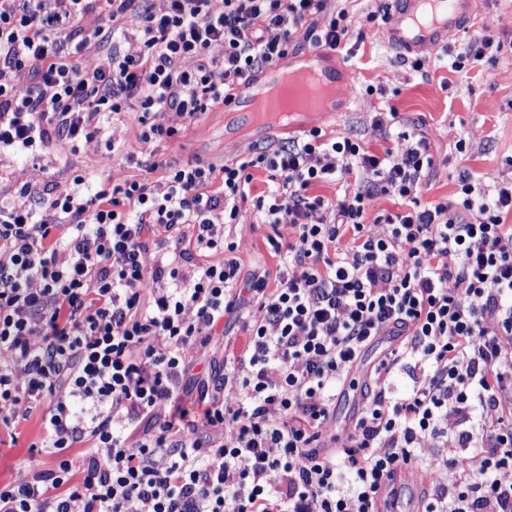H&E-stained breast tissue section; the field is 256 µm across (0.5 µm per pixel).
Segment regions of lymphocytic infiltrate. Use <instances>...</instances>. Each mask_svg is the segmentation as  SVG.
Returning a JSON list of instances; mask_svg holds the SVG:
<instances>
[{
  "mask_svg": "<svg viewBox=\"0 0 512 512\" xmlns=\"http://www.w3.org/2000/svg\"><path fill=\"white\" fill-rule=\"evenodd\" d=\"M325 9L0 0V426L39 416L59 457L17 468L0 512H378L408 462L429 482L422 512H512V179L488 189L463 171L452 203L424 204V140L377 153L318 128L157 180L13 176L18 157L65 167L56 142L102 136L122 152L130 113L143 144L174 141L296 40L344 49L349 12ZM118 37L134 52L111 51ZM345 178L336 199L314 192ZM383 196L401 211L374 212ZM250 211L274 229L277 264L247 274L230 231ZM371 220L388 234L371 235ZM224 318L245 345L219 388L183 406ZM384 336L396 343L365 367L360 411L327 432Z\"/></svg>",
  "mask_w": 512,
  "mask_h": 512,
  "instance_id": "1",
  "label": "lymphocytic infiltrate"
}]
</instances>
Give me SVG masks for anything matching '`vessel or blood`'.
Instances as JSON below:
<instances>
[{
    "label": "vessel or blood",
    "mask_w": 512,
    "mask_h": 512,
    "mask_svg": "<svg viewBox=\"0 0 512 512\" xmlns=\"http://www.w3.org/2000/svg\"><path fill=\"white\" fill-rule=\"evenodd\" d=\"M480 10L481 0H397L381 31L382 38L399 55L416 57L426 48L442 46L449 30L467 27ZM327 57V51L309 49L300 65L330 82L334 73ZM259 89L255 81L236 89L232 101L224 106L226 127H233L238 113L251 111Z\"/></svg>",
    "instance_id": "1"
}]
</instances>
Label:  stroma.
<instances>
[{
  "label": "stroma",
  "mask_w": 512,
  "mask_h": 512,
  "mask_svg": "<svg viewBox=\"0 0 512 512\" xmlns=\"http://www.w3.org/2000/svg\"><path fill=\"white\" fill-rule=\"evenodd\" d=\"M343 6L353 18V33L364 36L350 52L339 55L354 78L344 90L339 112L313 113L304 118V125L330 136L354 135L378 149L384 142L373 118L385 105L394 106L406 130L428 142L437 164V173L422 196L426 203L451 200L457 173L463 169L474 171L486 186L512 175V61L482 62L462 72L451 69L453 59L466 52L475 32L486 29L502 40H512V0H485L471 25L449 31L443 47L423 52L425 66L418 71L412 69L409 58L398 55L377 37L378 24L368 18L371 0H349L345 5L327 0L328 10ZM140 131L135 120H128L126 145L139 155L140 164L110 157L106 140L97 139L69 155L68 170L58 176V183L66 184L75 175L108 185L149 176V156L142 151ZM280 138V133L255 127L248 119L238 120L236 134L225 135L224 109L219 106L183 128L176 143L162 147L161 157L176 164L199 161L219 166L253 156ZM461 138L469 145L464 154L455 149ZM271 233V226L253 212L233 228L245 269L274 266L276 259L266 245ZM39 442L34 419L21 424L16 432L0 433V485L8 483L20 466L30 464L40 470L55 466V456L40 451Z\"/></svg>",
  "instance_id": "obj_1"
}]
</instances>
